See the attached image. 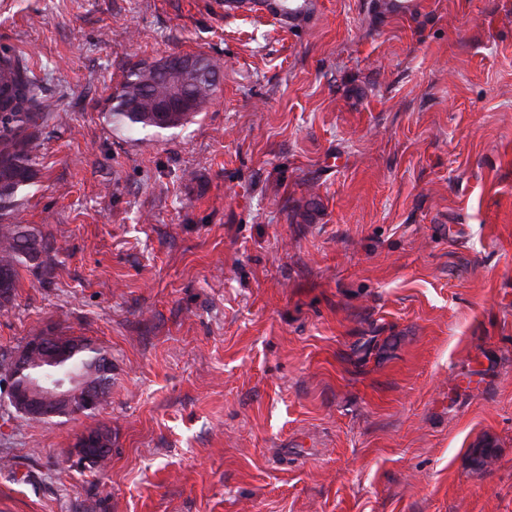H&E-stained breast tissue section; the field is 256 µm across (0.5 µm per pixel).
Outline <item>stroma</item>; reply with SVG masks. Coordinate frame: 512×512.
I'll return each mask as SVG.
<instances>
[{"label":"stroma","instance_id":"obj_1","mask_svg":"<svg viewBox=\"0 0 512 512\" xmlns=\"http://www.w3.org/2000/svg\"><path fill=\"white\" fill-rule=\"evenodd\" d=\"M401 2L0 0L54 112L20 220L55 246L0 361L51 334L112 359L50 423L0 384V512H512V0ZM175 53L219 71L203 112L108 116ZM74 449V457L81 464H86L88 458H90L93 454L99 452H106L110 450L109 448H100L101 442L98 440L95 434H92L91 431L85 432L81 434L75 442Z\"/></svg>","mask_w":512,"mask_h":512}]
</instances>
